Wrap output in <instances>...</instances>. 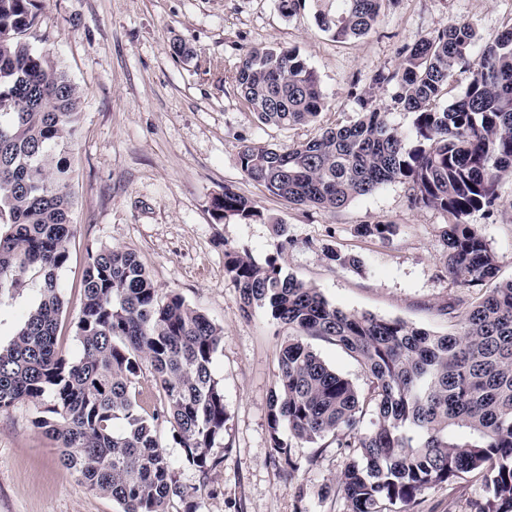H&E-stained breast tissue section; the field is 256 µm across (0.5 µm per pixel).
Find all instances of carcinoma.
<instances>
[{"label":"carcinoma","mask_w":512,"mask_h":512,"mask_svg":"<svg viewBox=\"0 0 512 512\" xmlns=\"http://www.w3.org/2000/svg\"><path fill=\"white\" fill-rule=\"evenodd\" d=\"M318 28L338 42L370 32L388 0H317ZM35 0H0V295L30 273L40 300L10 344L0 348V410L18 401L51 404L34 424L59 444V461L89 490L112 497L120 512H170L186 495L161 449L166 423L185 461L200 472L224 433V389L214 358L224 330L157 287L126 249L88 253L80 353L57 346L64 300L59 271L74 234L68 193V140L80 119L77 85L44 51L24 40L35 24ZM471 64L463 94L444 106L455 70ZM260 122L295 126L326 107L318 76L295 49H254L235 77ZM395 84L394 102L414 116L412 145L373 105L358 98V119L286 148L246 145L242 171L290 204L336 211L379 186L410 185L412 203L448 213L442 231L446 270L482 291L459 328L446 334L401 320L351 313L321 291L282 275L276 255L257 263L224 252V267L244 310H265L288 330L280 346L268 425L274 460L297 470L280 438L315 444L331 435L349 449L336 479L348 512H382L384 501L412 512L429 489L463 474L483 479L478 512H512V278L499 276L497 255L470 218L490 214L497 187L512 175V27L477 46L469 23H450L404 49L397 71L375 85ZM214 217H261L231 187L212 200ZM362 236L387 239L394 225L361 224ZM341 267L357 259L325 248ZM342 348L362 368L361 391L317 356L308 339ZM165 395V408L141 413L135 380L142 361Z\"/></svg>","instance_id":"cac0c4a2"}]
</instances>
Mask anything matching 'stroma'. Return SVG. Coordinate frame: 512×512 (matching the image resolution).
<instances>
[{
	"label": "stroma",
	"mask_w": 512,
	"mask_h": 512,
	"mask_svg": "<svg viewBox=\"0 0 512 512\" xmlns=\"http://www.w3.org/2000/svg\"><path fill=\"white\" fill-rule=\"evenodd\" d=\"M39 21L26 34L58 60L81 90L80 122L69 146L74 235L60 271L65 311L58 344L77 355L88 250H133L160 298L180 295L224 329L214 373L224 386V436L210 450L218 464L201 474L183 460L167 425L163 451L197 512H347L336 491L345 456L333 438L291 439L297 464L288 473L272 456L268 414L277 357L287 336L266 311L244 312L224 268L225 250H245L257 263L276 252L269 217L291 239L285 275L319 288L343 310L399 319L435 332L456 327L442 309L476 291L453 282L444 263L447 213L410 204L407 183L381 185L332 212L288 204L242 171L244 143L285 147L358 118L357 95L372 90L392 125L409 132L413 116L394 106L393 86L373 88L375 74L399 68L402 51L452 22L473 23L481 42L512 27V0H391L376 25L354 43L320 31L315 0H297L284 14L278 0H36ZM194 52L184 59L173 43ZM298 50L318 76L328 102L305 126L262 124L240 98L235 74L252 49ZM249 198L258 219L217 221L211 201L225 186ZM491 215L471 218L497 254L502 278L512 277V177L498 185ZM392 224L382 242L356 232L362 224ZM332 247L358 257V267L330 264ZM40 282L0 295V347L13 339L39 299ZM22 401L0 411V512H119L111 497L90 491L62 467L58 450ZM482 479L466 474L454 487L427 490L416 512H475Z\"/></svg>",
	"instance_id": "stroma-1"
}]
</instances>
